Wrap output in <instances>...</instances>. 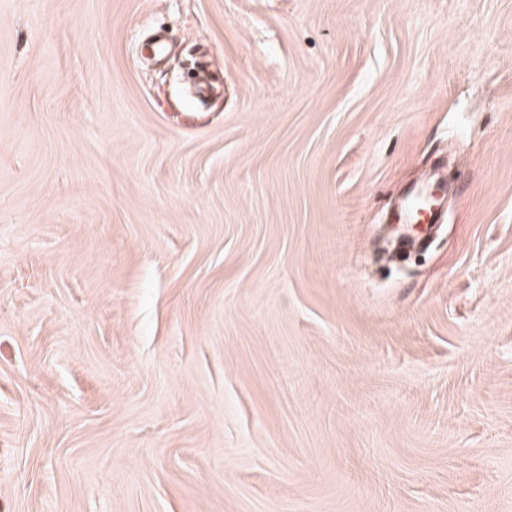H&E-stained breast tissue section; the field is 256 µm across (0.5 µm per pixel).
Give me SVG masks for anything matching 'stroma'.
<instances>
[{
    "label": "stroma",
    "mask_w": 512,
    "mask_h": 512,
    "mask_svg": "<svg viewBox=\"0 0 512 512\" xmlns=\"http://www.w3.org/2000/svg\"><path fill=\"white\" fill-rule=\"evenodd\" d=\"M0 512H512V0H0ZM444 191L440 185L411 190L405 197L396 224H442Z\"/></svg>",
    "instance_id": "1"
}]
</instances>
